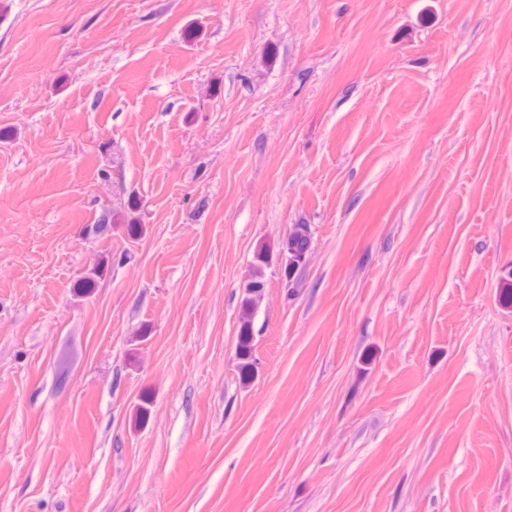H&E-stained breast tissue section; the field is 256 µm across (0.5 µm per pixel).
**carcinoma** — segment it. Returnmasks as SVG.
I'll use <instances>...</instances> for the list:
<instances>
[{
  "label": "carcinoma",
  "instance_id": "1",
  "mask_svg": "<svg viewBox=\"0 0 512 512\" xmlns=\"http://www.w3.org/2000/svg\"><path fill=\"white\" fill-rule=\"evenodd\" d=\"M312 244V232L308 224H293L290 231L278 243L277 258L280 269L288 282H293L302 269L301 258ZM272 264V254L263 249L256 253L251 273L242 285L239 302V326L236 342L237 369L240 382H250L257 372L254 351V317L266 288L264 268ZM498 297L505 307H512V272L500 278Z\"/></svg>",
  "mask_w": 512,
  "mask_h": 512
}]
</instances>
